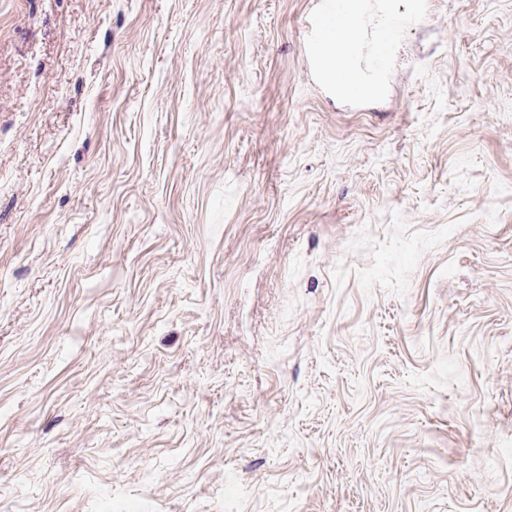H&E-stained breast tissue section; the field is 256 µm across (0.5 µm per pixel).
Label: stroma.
I'll use <instances>...</instances> for the list:
<instances>
[{"mask_svg": "<svg viewBox=\"0 0 512 512\" xmlns=\"http://www.w3.org/2000/svg\"><path fill=\"white\" fill-rule=\"evenodd\" d=\"M336 3L0 0V512H512V0ZM409 2L410 10L407 15L401 20L390 18L385 27L386 40L390 43L399 39L401 28L422 22L432 13L433 1L431 0H409ZM324 16L322 12L307 16L305 27L308 29V44L304 50L307 70L312 81L318 84L335 87V76L323 58L319 44L323 33Z\"/></svg>", "mask_w": 512, "mask_h": 512, "instance_id": "obj_1", "label": "stroma"}]
</instances>
